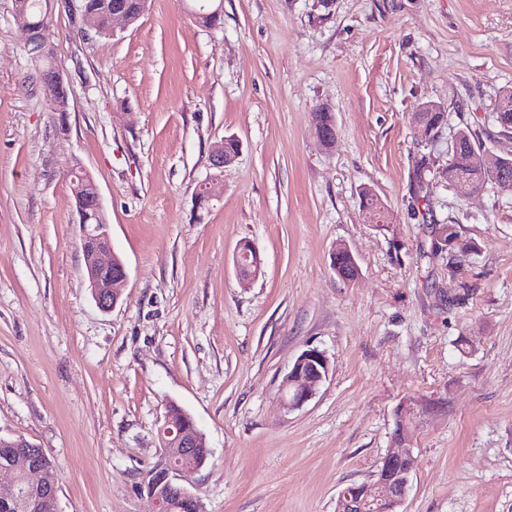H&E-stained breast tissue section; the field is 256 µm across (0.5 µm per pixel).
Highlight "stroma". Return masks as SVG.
Segmentation results:
<instances>
[{
	"instance_id": "stroma-1",
	"label": "stroma",
	"mask_w": 512,
	"mask_h": 512,
	"mask_svg": "<svg viewBox=\"0 0 512 512\" xmlns=\"http://www.w3.org/2000/svg\"><path fill=\"white\" fill-rule=\"evenodd\" d=\"M43 7L64 114L0 0V434L47 451L59 512H153L140 483L171 401L211 450L190 486L202 512H336L401 427L415 465L398 512H512V194L436 176L461 128L512 155L494 120L512 0H221L212 30L150 0L106 36L76 0ZM427 101L448 114L431 144ZM228 136L240 154L213 169ZM74 171L128 270L108 312L85 279ZM365 186L389 223H363ZM444 223L478 248L463 270L434 248ZM245 241L261 259L246 287ZM340 244L356 281L332 268ZM312 347L329 375L286 411Z\"/></svg>"
}]
</instances>
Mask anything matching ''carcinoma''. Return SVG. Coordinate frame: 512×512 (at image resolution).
Listing matches in <instances>:
<instances>
[{
    "label": "carcinoma",
    "mask_w": 512,
    "mask_h": 512,
    "mask_svg": "<svg viewBox=\"0 0 512 512\" xmlns=\"http://www.w3.org/2000/svg\"><path fill=\"white\" fill-rule=\"evenodd\" d=\"M199 3V15L195 16L197 22L204 28H215L222 24V16L211 15V8L206 6L209 0H196ZM24 9L14 12V15L36 26L49 27L46 14L42 12L41 0H23ZM122 8L135 18L142 13L141 0H82V10L90 17L92 30L101 35L111 32L110 24L112 9ZM426 132L428 141L439 136L447 123V113L443 111L425 113ZM495 121L504 132H512V87H505L500 91L499 103L495 112ZM457 141L448 150V164L438 171V176L447 184L458 180L469 181L476 190L482 191L489 185L499 189H508L512 192V164L508 163L492 175L481 166L477 154L481 145L467 128L456 131ZM432 232L439 236V246L442 251L455 257V261L463 263L475 247L460 242L456 225L435 224ZM336 275L348 281L355 280L359 275V268L345 252L336 253V262L332 263Z\"/></svg>",
    "instance_id": "1"
}]
</instances>
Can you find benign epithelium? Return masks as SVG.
Returning a JSON list of instances; mask_svg holds the SVG:
<instances>
[{
  "instance_id": "benign-epithelium-1",
  "label": "benign epithelium",
  "mask_w": 512,
  "mask_h": 512,
  "mask_svg": "<svg viewBox=\"0 0 512 512\" xmlns=\"http://www.w3.org/2000/svg\"><path fill=\"white\" fill-rule=\"evenodd\" d=\"M28 35V44L39 54L49 51L48 34L44 27L21 24ZM64 84L58 70L43 80L49 105L56 112L66 106L56 96L55 87ZM79 224L83 231L80 248L84 256L87 278L91 295L96 305L103 311L116 306L121 293L120 287L128 279V270L124 262L111 254V243L103 228L104 219L102 199L96 184H91V193L75 197ZM260 262L250 261L247 251L239 250L235 256L236 274L242 281L255 279L260 270ZM329 373V361L324 352L311 348L303 351L294 362L284 381L286 394L284 405L290 411L303 406L315 395L316 387L326 379ZM162 456L147 471L143 488L154 504V512H169L174 508L175 499H194L187 484L206 463L209 454L197 456V449L207 447L206 438L197 426L177 428L172 424L170 410H165L158 428ZM0 447L21 448L11 466L0 471V499L28 503L25 494L33 491L39 494L38 507L46 512L56 510V479L46 478L49 465L37 463L27 449L33 447L21 436H0ZM414 458L410 448H397L376 465L370 480L353 484L340 491L336 500V512H365L372 505L380 507V512H397L404 501L410 483V473Z\"/></svg>"
}]
</instances>
